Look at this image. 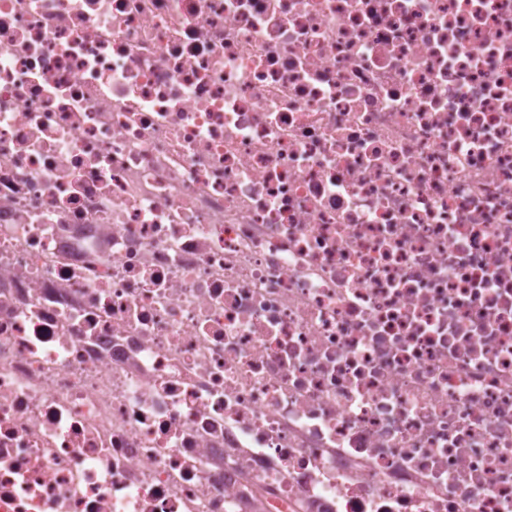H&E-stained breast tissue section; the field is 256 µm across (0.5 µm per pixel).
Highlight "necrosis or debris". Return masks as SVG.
<instances>
[{
    "label": "necrosis or debris",
    "instance_id": "necrosis-or-debris-1",
    "mask_svg": "<svg viewBox=\"0 0 512 512\" xmlns=\"http://www.w3.org/2000/svg\"><path fill=\"white\" fill-rule=\"evenodd\" d=\"M0 512H512V0H0Z\"/></svg>",
    "mask_w": 512,
    "mask_h": 512
}]
</instances>
